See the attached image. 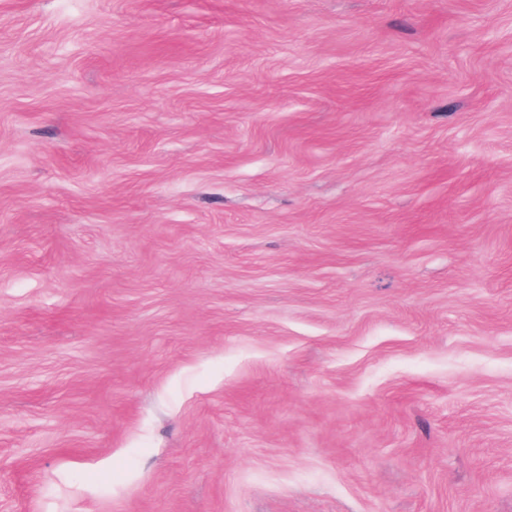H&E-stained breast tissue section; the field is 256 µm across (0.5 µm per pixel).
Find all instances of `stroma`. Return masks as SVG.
Masks as SVG:
<instances>
[{"instance_id":"stroma-1","label":"stroma","mask_w":512,"mask_h":512,"mask_svg":"<svg viewBox=\"0 0 512 512\" xmlns=\"http://www.w3.org/2000/svg\"><path fill=\"white\" fill-rule=\"evenodd\" d=\"M0 512H512V0H0Z\"/></svg>"}]
</instances>
